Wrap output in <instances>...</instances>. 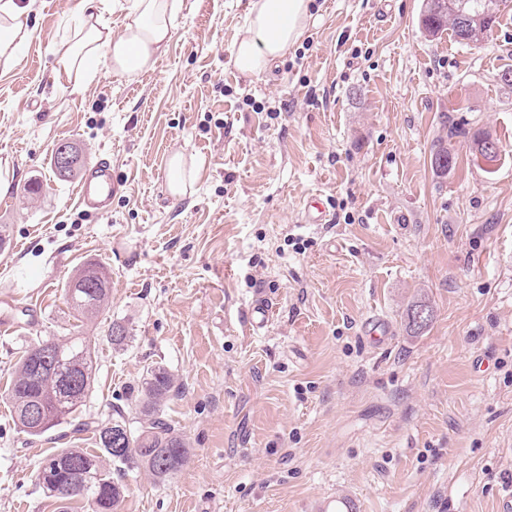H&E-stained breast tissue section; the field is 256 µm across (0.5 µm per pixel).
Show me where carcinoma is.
Returning <instances> with one entry per match:
<instances>
[{
    "label": "carcinoma",
    "instance_id": "obj_1",
    "mask_svg": "<svg viewBox=\"0 0 512 512\" xmlns=\"http://www.w3.org/2000/svg\"><path fill=\"white\" fill-rule=\"evenodd\" d=\"M456 2L471 13L489 12V23H497L498 3L492 0ZM431 4L432 0H426L421 16L422 29L434 36L449 28L454 39H459V32L450 22L449 14L433 9ZM499 152L498 141L491 137L474 138L475 158L491 164L497 161ZM452 158L454 155L448 145L441 142L434 150L432 164L444 173L451 168L449 160ZM109 292L108 272L93 261L79 268L65 288L71 308L85 319L96 316L108 304ZM107 338L115 345H123L130 339L129 329L125 324L113 321L108 327ZM39 347L57 353L60 356L58 363L52 365L37 361L36 349ZM92 370L93 351L85 336H52L27 348L5 390L20 430L38 437L75 415L89 397ZM175 390L174 378L165 368L150 369L141 383L136 420L132 421L118 412L105 421L82 422L79 430L94 433L100 452H89L83 448L56 451L39 467L40 485L49 496L64 503L73 500L74 496L60 495L61 487L80 483L83 492L77 497L87 502L91 512H118L126 487L104 468L105 459L117 465L134 464L158 480L175 475L187 462L188 448L182 435L161 417L164 402ZM36 403L45 409L40 421L31 418L29 413V407Z\"/></svg>",
    "mask_w": 512,
    "mask_h": 512
}]
</instances>
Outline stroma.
<instances>
[{"mask_svg":"<svg viewBox=\"0 0 512 512\" xmlns=\"http://www.w3.org/2000/svg\"><path fill=\"white\" fill-rule=\"evenodd\" d=\"M248 4L182 0L155 71L102 65L77 88L56 51L83 0H33L34 37L0 70V392L26 347L76 324L96 361L83 414L136 418L132 389L168 370L162 416L188 460L165 481L122 468L120 512H496L512 485V5L466 46L420 32L422 0H313L299 41L245 75ZM477 133L498 140L494 165L475 160ZM63 142L88 165L111 157L108 215L52 170ZM176 155L192 171L179 197ZM315 195L322 224L304 221ZM88 259L111 297L81 323L63 288ZM259 293L273 314L256 330ZM420 299L434 317L416 334ZM374 316L391 327L379 345ZM113 321L127 344L107 340ZM75 426L27 436L0 399V512H59L37 469L93 447Z\"/></svg>","mask_w":512,"mask_h":512,"instance_id":"35a3bbf8","label":"stroma"}]
</instances>
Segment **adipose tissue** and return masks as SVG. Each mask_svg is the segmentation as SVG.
Instances as JSON below:
<instances>
[{
    "label": "adipose tissue",
    "mask_w": 512,
    "mask_h": 512,
    "mask_svg": "<svg viewBox=\"0 0 512 512\" xmlns=\"http://www.w3.org/2000/svg\"><path fill=\"white\" fill-rule=\"evenodd\" d=\"M105 0H84L80 22L57 54V75L92 77L98 60L113 73L137 78L152 70L173 37L180 0H127L126 23L113 34L102 21ZM311 0H250L244 31L233 52L244 73H259L281 58L303 34ZM24 0H0V68L11 69L30 42L33 29Z\"/></svg>",
    "instance_id": "1"
}]
</instances>
